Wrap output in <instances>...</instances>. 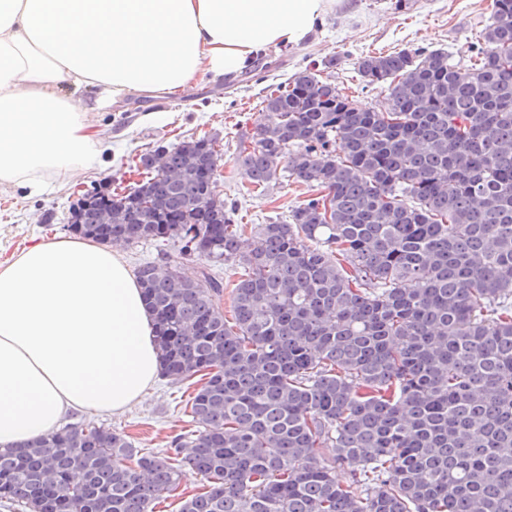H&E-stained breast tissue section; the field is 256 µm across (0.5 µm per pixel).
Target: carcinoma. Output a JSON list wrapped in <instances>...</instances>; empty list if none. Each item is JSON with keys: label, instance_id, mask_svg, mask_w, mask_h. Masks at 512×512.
<instances>
[{"label": "carcinoma", "instance_id": "obj_1", "mask_svg": "<svg viewBox=\"0 0 512 512\" xmlns=\"http://www.w3.org/2000/svg\"><path fill=\"white\" fill-rule=\"evenodd\" d=\"M321 66L262 99L235 165L309 195L248 249L202 137L139 158L140 179L81 211L102 244H179L136 278L161 374L194 382L195 429L142 452L83 421L0 452V500L28 512H512V0L461 63L403 48L355 62L366 110ZM239 270L232 314L215 304Z\"/></svg>", "mask_w": 512, "mask_h": 512}]
</instances>
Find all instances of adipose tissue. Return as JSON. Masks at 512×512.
Instances as JSON below:
<instances>
[{"instance_id":"adipose-tissue-1","label":"adipose tissue","mask_w":512,"mask_h":512,"mask_svg":"<svg viewBox=\"0 0 512 512\" xmlns=\"http://www.w3.org/2000/svg\"><path fill=\"white\" fill-rule=\"evenodd\" d=\"M343 0H0V186L100 167L89 115L131 91L233 77ZM94 88L93 102L62 95ZM160 372L156 327L111 246L59 236L0 261V450L71 412H118Z\"/></svg>"}]
</instances>
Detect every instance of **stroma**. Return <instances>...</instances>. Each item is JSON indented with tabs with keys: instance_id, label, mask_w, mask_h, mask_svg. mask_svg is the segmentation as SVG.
<instances>
[{
	"instance_id": "obj_1",
	"label": "stroma",
	"mask_w": 512,
	"mask_h": 512,
	"mask_svg": "<svg viewBox=\"0 0 512 512\" xmlns=\"http://www.w3.org/2000/svg\"><path fill=\"white\" fill-rule=\"evenodd\" d=\"M492 0H410L409 9H397L392 0H345L330 13L305 43L281 46L266 56L270 69L263 79L250 74L228 80L211 73L198 75L186 89L174 93L136 92L100 109L95 125L112 149L101 169L79 175L63 184L47 178L45 189L25 185L0 189V260L19 254L31 244L64 234L69 206L80 190L112 181L127 187L137 182L133 167L140 155L160 146L172 147L189 138L214 136L220 141L224 165L218 178L226 205L242 224H267L287 219L307 188L282 180L268 195L246 191L234 158L237 138L252 131L263 117L261 100L268 85L285 81L310 61L333 56L331 74L337 89L347 87L354 63L368 52L425 47L460 54L490 17ZM130 268L145 261L178 260V271L198 278L203 265L196 257H179L173 245L141 242L118 249ZM186 385L157 378L136 403L115 413H76L70 423L92 420L122 432L138 449L165 450L176 434L191 430L186 409Z\"/></svg>"
}]
</instances>
